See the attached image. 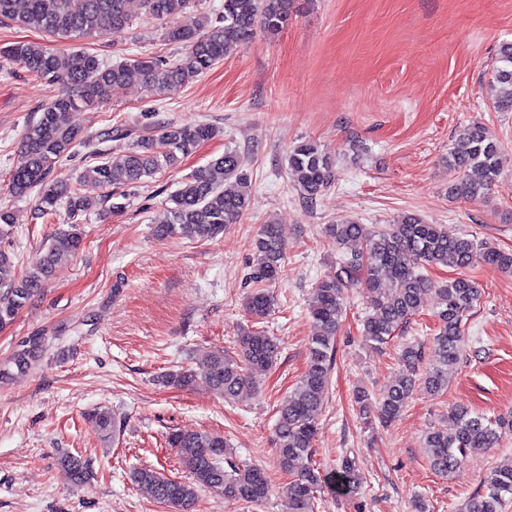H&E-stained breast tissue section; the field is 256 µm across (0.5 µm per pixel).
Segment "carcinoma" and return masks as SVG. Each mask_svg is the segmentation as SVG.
<instances>
[{
	"mask_svg": "<svg viewBox=\"0 0 512 512\" xmlns=\"http://www.w3.org/2000/svg\"><path fill=\"white\" fill-rule=\"evenodd\" d=\"M129 0H0V22L34 29L53 40L79 41L93 34L110 35L133 26ZM198 5V0H140L142 13L165 24L167 41L178 46L172 59L144 55L112 64L79 47L55 51L41 42L17 41L0 46V67H19L58 88L22 134L24 165L12 170L8 190L23 197L37 190L36 210L44 218L66 209L68 227L60 229L42 246L33 262L21 268L13 251L0 246V328L13 323L52 279L56 268L75 257L83 247L77 221L96 207L95 200L80 192L78 184L93 182L104 187L135 188L155 177L180 158L194 153L213 139L216 129L208 123L168 125L157 134L129 133L109 127L89 134L71 122L74 112L91 110L137 81L151 94L188 83L224 61L230 48L246 46L262 31L274 36L288 26L295 13V0H224L220 19L201 17L193 28L177 25L178 17ZM493 82L508 86V94L495 97L500 110H512V42L499 49ZM113 137L131 138L128 149L111 156L100 145ZM84 151L90 162L77 180L62 175V165ZM499 144L478 123L463 126L448 149V168L457 173L450 193L462 200L483 199L499 177ZM288 171L303 198L313 202L336 180L335 158L314 140L296 144L288 154ZM231 183L234 189L224 185ZM169 219L157 224L158 239L186 237L215 239L229 224H236L251 204V176L243 157L235 149L192 171L167 200ZM18 223L16 211L0 204V241L10 237ZM332 243L356 245L336 263L335 274L319 282L309 303L314 333L307 342V365L294 390L278 410L274 426V460L284 473L294 475L289 487L293 512H314L323 492V479L313 460V443L319 417L336 362V336L345 312V292L362 288L372 308L362 322V336L374 349L420 314L424 296H438L434 314L436 329L430 345L411 341L402 345L399 371L393 385L378 401L358 389L354 402L365 423L395 422L407 405L416 383L421 381L433 395L448 388L468 343L464 319L479 300V290L465 277L435 285L425 271L437 266L469 267L478 256L512 273V254L474 239L448 234L442 224H427L414 214L400 222L371 230L354 221L330 224ZM256 264L248 274L255 285L245 297L244 307L253 323L266 319L276 305L265 288L278 279L284 266L286 246L277 224L267 223L255 241ZM235 355L213 349L195 361V367L160 377L165 386L188 387L200 377L224 399H235L249 383L253 369L271 367L280 356L275 339L266 331L246 327L238 334ZM47 338L35 332L22 338L12 355L0 365V379L15 369L29 370L45 351ZM87 420L98 434L116 432L117 418L97 407ZM512 432V418H488L464 406L448 411L443 424L431 428L425 438L430 467L446 477L473 455L492 448L504 431ZM167 441L176 450L189 480L167 477L148 467L136 468L131 481L163 505L166 512H188L200 490H209L245 508L263 502L270 493L266 470L237 462L224 437L205 431L169 433ZM77 484L89 481L91 464L68 452L60 456ZM336 479L342 490L355 495L361 489L356 459L342 457ZM512 496V460L495 466L480 479L479 489L469 498L465 512H503Z\"/></svg>",
	"mask_w": 512,
	"mask_h": 512,
	"instance_id": "obj_1",
	"label": "carcinoma"
}]
</instances>
